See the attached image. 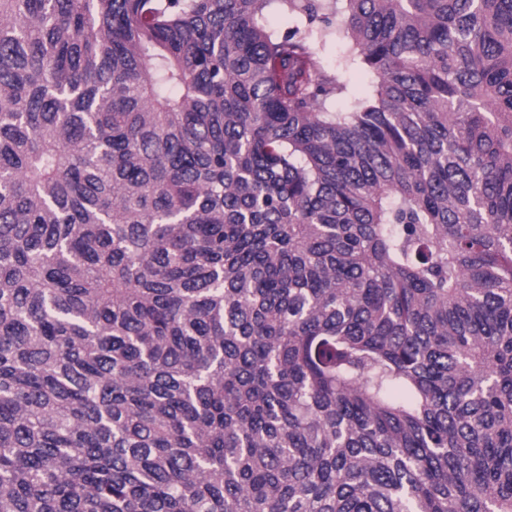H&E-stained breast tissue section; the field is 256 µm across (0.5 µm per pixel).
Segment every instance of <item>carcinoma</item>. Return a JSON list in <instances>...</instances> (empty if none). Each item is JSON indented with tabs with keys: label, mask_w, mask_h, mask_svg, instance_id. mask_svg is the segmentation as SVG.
<instances>
[{
	"label": "carcinoma",
	"mask_w": 512,
	"mask_h": 512,
	"mask_svg": "<svg viewBox=\"0 0 512 512\" xmlns=\"http://www.w3.org/2000/svg\"><path fill=\"white\" fill-rule=\"evenodd\" d=\"M0 512H512V0H0ZM340 40L329 43L322 52V65L331 75H336L358 97L370 96L376 85L375 75L357 64L345 63L346 47Z\"/></svg>",
	"instance_id": "1"
}]
</instances>
